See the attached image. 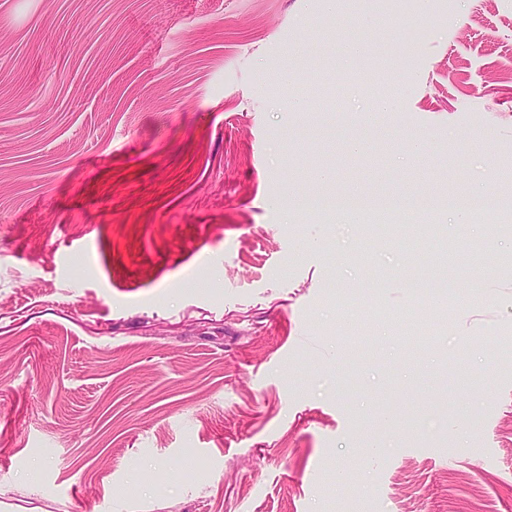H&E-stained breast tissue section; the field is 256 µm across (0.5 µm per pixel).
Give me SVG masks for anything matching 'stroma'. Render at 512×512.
<instances>
[{
  "mask_svg": "<svg viewBox=\"0 0 512 512\" xmlns=\"http://www.w3.org/2000/svg\"><path fill=\"white\" fill-rule=\"evenodd\" d=\"M410 189L512 197V0H0V512H512V222L314 206Z\"/></svg>",
  "mask_w": 512,
  "mask_h": 512,
  "instance_id": "obj_1",
  "label": "stroma"
}]
</instances>
